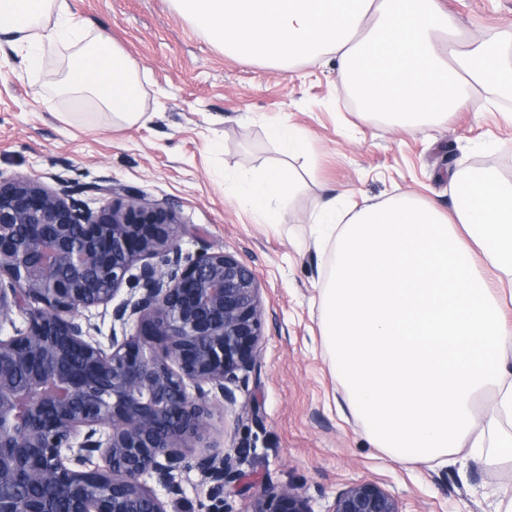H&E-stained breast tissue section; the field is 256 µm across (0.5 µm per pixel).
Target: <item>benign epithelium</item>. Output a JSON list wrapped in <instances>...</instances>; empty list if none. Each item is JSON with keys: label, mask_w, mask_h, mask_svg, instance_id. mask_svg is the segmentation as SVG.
<instances>
[{"label": "benign epithelium", "mask_w": 512, "mask_h": 512, "mask_svg": "<svg viewBox=\"0 0 512 512\" xmlns=\"http://www.w3.org/2000/svg\"><path fill=\"white\" fill-rule=\"evenodd\" d=\"M183 233L174 210L124 186L0 179V328L13 329L0 337V512H183L186 452L207 439L212 403H236L262 344L254 272L200 236L183 251ZM99 306L137 334L95 340L82 319ZM240 461L234 447L198 455L195 468L233 489ZM246 512L314 510L291 485L258 490ZM326 512L401 510L360 480Z\"/></svg>", "instance_id": "obj_1"}]
</instances>
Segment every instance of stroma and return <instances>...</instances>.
<instances>
[{
  "mask_svg": "<svg viewBox=\"0 0 512 512\" xmlns=\"http://www.w3.org/2000/svg\"><path fill=\"white\" fill-rule=\"evenodd\" d=\"M87 38L104 37L139 65L146 123L113 127L104 114L76 116L58 95L74 48L43 44L38 65L0 36V177L47 187L112 182L172 208L185 226L183 251L204 236L258 278L263 343L237 403L211 407L209 443L242 447L241 479L226 512H245L259 488L305 487L325 512L347 484L378 482L402 512H494L512 469L478 461L398 463L362 424L336 407L343 394L319 327V292L330 258L312 245L310 214L323 203L351 209L408 193L452 212L450 172L492 169L512 181V101L473 94L439 126L392 129L362 114L340 88L325 54L281 70L238 59L176 9L173 0H68ZM454 19L455 46L512 24V0H441ZM286 123L310 153L286 157L269 136ZM287 164L301 174L285 204L286 223L269 224L238 201L227 174Z\"/></svg>",
  "mask_w": 512,
  "mask_h": 512,
  "instance_id": "1",
  "label": "stroma"
}]
</instances>
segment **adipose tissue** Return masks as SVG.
I'll return each mask as SVG.
<instances>
[{"label": "adipose tissue", "mask_w": 512, "mask_h": 512, "mask_svg": "<svg viewBox=\"0 0 512 512\" xmlns=\"http://www.w3.org/2000/svg\"><path fill=\"white\" fill-rule=\"evenodd\" d=\"M174 3L234 57L286 68L334 54L351 98L403 130L442 121L480 87L512 98V24L452 50L440 0ZM0 35L27 45L31 65L44 42L76 45L62 93L116 126L144 119L136 61L106 39L85 43L67 0H0ZM450 181L449 215L406 195L364 203L342 225L327 204L311 215L337 236L320 321L346 408L376 447L417 463L465 449L494 472L512 464V322L488 279L512 290V182L491 169ZM297 183L288 166L259 169L238 179V198L279 224Z\"/></svg>", "instance_id": "obj_1"}]
</instances>
